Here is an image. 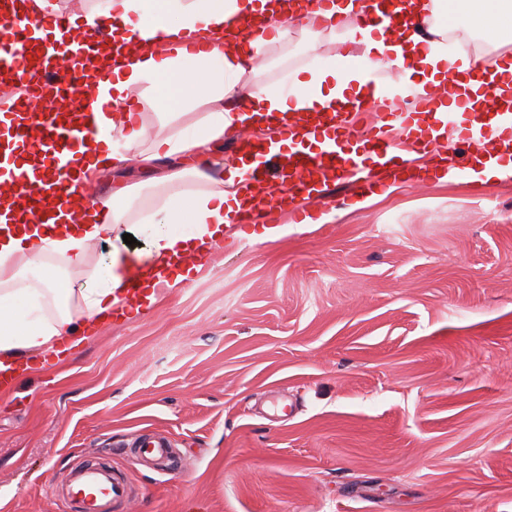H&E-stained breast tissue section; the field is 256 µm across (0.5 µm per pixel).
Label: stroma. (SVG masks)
I'll list each match as a JSON object with an SVG mask.
<instances>
[{"instance_id": "stroma-1", "label": "stroma", "mask_w": 512, "mask_h": 512, "mask_svg": "<svg viewBox=\"0 0 512 512\" xmlns=\"http://www.w3.org/2000/svg\"><path fill=\"white\" fill-rule=\"evenodd\" d=\"M446 0L449 53L490 47ZM294 36L265 84L334 60ZM313 229H234L159 310L0 396V512H73L57 483L104 463L122 512H512V180L432 179ZM161 436L180 469L127 448Z\"/></svg>"}]
</instances>
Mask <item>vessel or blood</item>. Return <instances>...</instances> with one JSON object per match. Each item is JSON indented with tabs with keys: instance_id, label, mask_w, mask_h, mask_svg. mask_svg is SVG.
Instances as JSON below:
<instances>
[{
	"instance_id": "1",
	"label": "vessel or blood",
	"mask_w": 512,
	"mask_h": 512,
	"mask_svg": "<svg viewBox=\"0 0 512 512\" xmlns=\"http://www.w3.org/2000/svg\"><path fill=\"white\" fill-rule=\"evenodd\" d=\"M363 26L382 30L392 38L413 20L412 0H352ZM66 14L50 21L18 14L14 0H0V82L23 87L24 92L0 105V126L26 149L29 161L41 170L40 185H33L28 174L9 157L0 158V217L7 223L25 225L56 216L74 201H87L85 186L76 174V157L89 142L106 141L113 132L98 127L92 112L71 107L70 102L82 87L101 80L106 66L84 38L74 39L67 48L73 62L67 72L55 64L56 48L48 33L69 26ZM386 58H376L367 66L342 56L339 68L361 74L359 96L343 107H319L312 112H297L279 119L283 132L297 138L312 131H325L316 149L283 152L272 144L243 141L239 152L261 157L248 183L255 186L249 204L240 209L236 223L241 230L264 217L267 212L261 187L277 180L287 185L280 203L289 205L288 220L303 223L306 203L321 202L327 188L346 181L354 195L374 192L378 175L405 176L417 184L416 156H441L452 148L451 164L458 177H467L477 167L502 156H512V93H498V76L490 69L468 72L466 81L492 91V107L475 113L470 127L449 122L447 114L436 113L429 97L417 96L396 106L378 79V68ZM435 113L432 125L417 127L414 115ZM133 452L144 461H173L168 443L162 439L138 442ZM129 483L112 468L89 464L73 470L62 497L76 501L82 512H117L131 496Z\"/></svg>"
}]
</instances>
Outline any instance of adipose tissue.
<instances>
[{
  "label": "adipose tissue",
  "instance_id": "obj_1",
  "mask_svg": "<svg viewBox=\"0 0 512 512\" xmlns=\"http://www.w3.org/2000/svg\"><path fill=\"white\" fill-rule=\"evenodd\" d=\"M442 8L443 0H418L416 25L406 39L423 46L411 61L413 87L433 97L439 111H482L484 89L471 86L463 99L448 80ZM228 17L243 22L237 37L224 33ZM76 18L81 36L94 38L108 25L127 44L113 59L110 78L96 84L87 103L119 141L92 146L79 159L92 200L81 223L58 227L50 221L0 235V363L25 357L30 373L61 343L79 346L92 325L113 314L131 321L153 312L160 293L130 302L125 290L132 278H148L160 268L166 287H176L184 279L178 258L219 245L251 169L243 162L211 170L210 159L225 136L263 137L272 131L273 115L342 101L360 88L358 73L332 64L294 76L291 88H270L260 77L272 48L300 31L315 35L311 50L335 38L367 63L382 54L402 61L405 49V41L388 44L376 29L359 26L352 9L288 11L275 0H104L82 6ZM160 82L176 111L154 122L140 112L134 124H121L128 104L148 101ZM176 158L185 167L152 178L148 211L132 206L137 186L121 185L109 195L96 191L103 171ZM183 222L190 231H180ZM123 224L134 225L145 238V254L133 259L111 248L103 261H93L95 248L110 245Z\"/></svg>",
  "mask_w": 512,
  "mask_h": 512
}]
</instances>
